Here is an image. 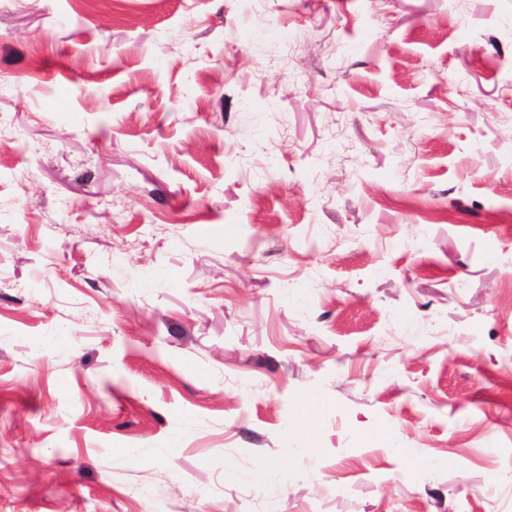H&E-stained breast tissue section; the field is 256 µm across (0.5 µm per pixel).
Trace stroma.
Segmentation results:
<instances>
[{
    "label": "stroma",
    "instance_id": "obj_1",
    "mask_svg": "<svg viewBox=\"0 0 512 512\" xmlns=\"http://www.w3.org/2000/svg\"><path fill=\"white\" fill-rule=\"evenodd\" d=\"M0 512H512V0H0Z\"/></svg>",
    "mask_w": 512,
    "mask_h": 512
}]
</instances>
